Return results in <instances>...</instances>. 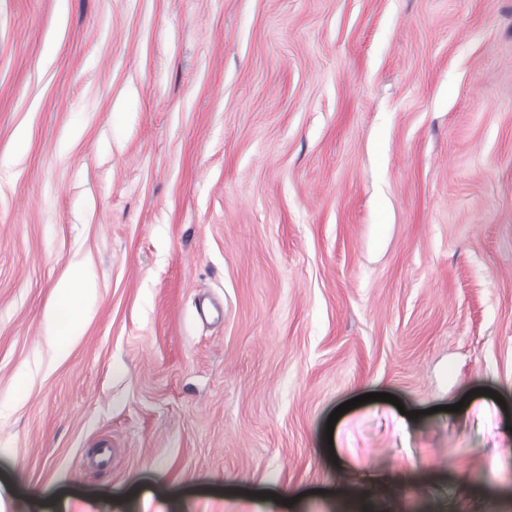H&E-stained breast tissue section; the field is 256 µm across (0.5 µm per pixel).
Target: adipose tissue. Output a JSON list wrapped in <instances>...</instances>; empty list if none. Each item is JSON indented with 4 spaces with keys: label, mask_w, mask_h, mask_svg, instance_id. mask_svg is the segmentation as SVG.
I'll return each instance as SVG.
<instances>
[{
    "label": "adipose tissue",
    "mask_w": 512,
    "mask_h": 512,
    "mask_svg": "<svg viewBox=\"0 0 512 512\" xmlns=\"http://www.w3.org/2000/svg\"><path fill=\"white\" fill-rule=\"evenodd\" d=\"M57 291L61 302L45 314L46 333L54 338L71 339L80 331L81 321L95 290L87 275L77 269L58 285Z\"/></svg>",
    "instance_id": "ef3b65f1"
}]
</instances>
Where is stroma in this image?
Wrapping results in <instances>:
<instances>
[{
	"instance_id": "stroma-1",
	"label": "stroma",
	"mask_w": 512,
	"mask_h": 512,
	"mask_svg": "<svg viewBox=\"0 0 512 512\" xmlns=\"http://www.w3.org/2000/svg\"><path fill=\"white\" fill-rule=\"evenodd\" d=\"M0 482L512 512V0H0ZM62 301L45 313L48 336L73 339L79 334L87 305L93 299L95 289L82 270H74L68 279L57 286Z\"/></svg>"
}]
</instances>
